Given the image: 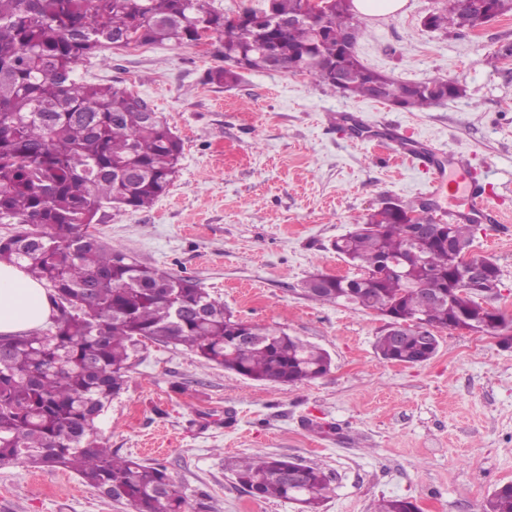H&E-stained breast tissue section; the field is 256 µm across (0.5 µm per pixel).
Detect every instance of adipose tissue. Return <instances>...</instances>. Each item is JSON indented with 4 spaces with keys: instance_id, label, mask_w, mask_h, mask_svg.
Returning a JSON list of instances; mask_svg holds the SVG:
<instances>
[{
    "instance_id": "obj_1",
    "label": "adipose tissue",
    "mask_w": 512,
    "mask_h": 512,
    "mask_svg": "<svg viewBox=\"0 0 512 512\" xmlns=\"http://www.w3.org/2000/svg\"><path fill=\"white\" fill-rule=\"evenodd\" d=\"M51 314L43 287L18 266L0 263V334L39 329Z\"/></svg>"
}]
</instances>
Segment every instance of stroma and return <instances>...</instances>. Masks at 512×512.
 <instances>
[{
  "label": "stroma",
  "mask_w": 512,
  "mask_h": 512,
  "mask_svg": "<svg viewBox=\"0 0 512 512\" xmlns=\"http://www.w3.org/2000/svg\"><path fill=\"white\" fill-rule=\"evenodd\" d=\"M438 3L408 0L402 13L359 18L366 66L464 85L465 96L422 112L285 72L220 88L204 81L219 55L196 46L106 47L101 62L77 69L132 87L184 143L169 193L149 209L99 212L100 236L144 265L194 278L238 318L283 328L332 358L324 377L285 386L147 343L97 436L121 455L164 462L190 512H298L241 488L234 467L246 455L320 467L329 484L320 512H375L390 496L420 512H479L512 483V350L442 330L430 360L389 362L374 349L384 317L303 290L319 270L354 276L332 243L385 202L462 209L426 195L425 165L395 161V133L462 155L485 184L500 221L480 224L470 253L498 264L489 303L512 317V62L497 57L512 43V13L458 38L423 28ZM0 512L133 509L62 468L6 464Z\"/></svg>",
  "instance_id": "1"
}]
</instances>
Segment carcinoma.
Returning a JSON list of instances; mask_svg holds the SVG:
<instances>
[{"mask_svg": "<svg viewBox=\"0 0 512 512\" xmlns=\"http://www.w3.org/2000/svg\"><path fill=\"white\" fill-rule=\"evenodd\" d=\"M328 3L321 24L302 17L304 0H266L265 20L244 8L233 21L209 0H0V262L18 265L46 287L50 327L0 335V465L64 467L86 485L134 512H186V499L159 461L118 454L98 442L95 423L126 383L146 343L181 345L242 377L279 385L320 378L329 353L281 328L259 327L240 342L243 320L198 287L191 277L144 266L96 234L105 208L133 211L165 196L183 145L141 96L118 84L88 83L79 64L117 42L124 46H191L208 36L224 65L204 82L231 86L244 71L295 68L316 85L337 88L336 67L353 79L346 94L427 110L465 95L459 82L439 76L398 80L364 65L355 50L358 19L345 0ZM295 22L287 26L281 21ZM481 20L467 0H441L427 16L434 31L463 36ZM434 224L432 209L383 207L336 242L358 270L353 278L315 273L308 295L326 303L418 316L454 330L457 313L477 308V292L448 278V246L430 245L418 259L407 214ZM456 242L469 246L472 224H452ZM432 288L435 298L426 297ZM438 340L419 334L381 335L375 350L387 361L416 365L434 356ZM283 457H247L237 482L259 499L302 501L317 512L329 485L307 468L288 482ZM376 512H419L410 499L391 496ZM483 512H512V484L496 488Z\"/></svg>", "mask_w": 512, "mask_h": 512, "instance_id": "obj_1", "label": "carcinoma"}]
</instances>
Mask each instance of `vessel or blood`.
Segmentation results:
<instances>
[{"instance_id": "1", "label": "vessel or blood", "mask_w": 512, "mask_h": 512, "mask_svg": "<svg viewBox=\"0 0 512 512\" xmlns=\"http://www.w3.org/2000/svg\"><path fill=\"white\" fill-rule=\"evenodd\" d=\"M393 151L402 161H420L431 163L435 170L434 178L428 184V192L432 195L449 193L463 196L465 211H452L448 214L449 222H466L488 211L489 206L484 192L472 177L468 166L459 155H449L447 160H433L424 149L408 146L407 143L396 142Z\"/></svg>"}]
</instances>
